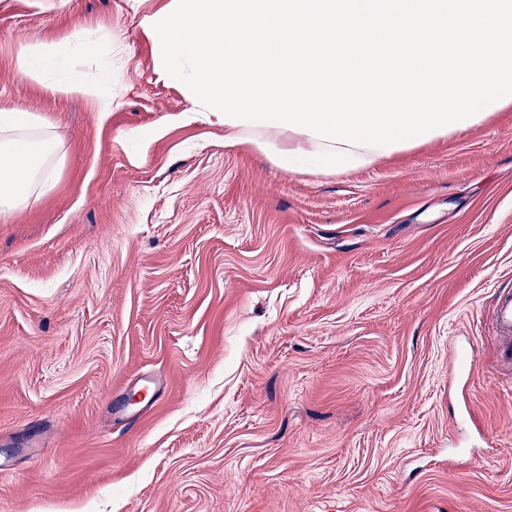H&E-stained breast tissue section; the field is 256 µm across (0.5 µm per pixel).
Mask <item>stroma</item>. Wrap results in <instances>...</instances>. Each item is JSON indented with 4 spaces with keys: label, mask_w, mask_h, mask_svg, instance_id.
Instances as JSON below:
<instances>
[{
    "label": "stroma",
    "mask_w": 512,
    "mask_h": 512,
    "mask_svg": "<svg viewBox=\"0 0 512 512\" xmlns=\"http://www.w3.org/2000/svg\"><path fill=\"white\" fill-rule=\"evenodd\" d=\"M169 2L0 0V105L65 149L0 217V512H512V112L292 175L181 121ZM84 28L108 112L17 68ZM491 329L501 338L499 364L512 371V287H497L491 317Z\"/></svg>",
    "instance_id": "35a3bbf8"
}]
</instances>
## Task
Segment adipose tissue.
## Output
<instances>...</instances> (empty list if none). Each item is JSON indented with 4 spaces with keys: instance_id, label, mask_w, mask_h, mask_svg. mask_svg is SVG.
I'll use <instances>...</instances> for the list:
<instances>
[{
    "instance_id": "ef3b65f1",
    "label": "adipose tissue",
    "mask_w": 512,
    "mask_h": 512,
    "mask_svg": "<svg viewBox=\"0 0 512 512\" xmlns=\"http://www.w3.org/2000/svg\"><path fill=\"white\" fill-rule=\"evenodd\" d=\"M98 44L88 31L71 36L69 50L24 51L17 67L26 76L50 79L51 89L91 97L100 111L112 109V74L80 68ZM232 144L265 156L297 174H337L381 159L380 151L318 140L306 134L264 126H225ZM64 154L55 128L36 113L13 104L0 107V216H16L54 187V173Z\"/></svg>"
}]
</instances>
